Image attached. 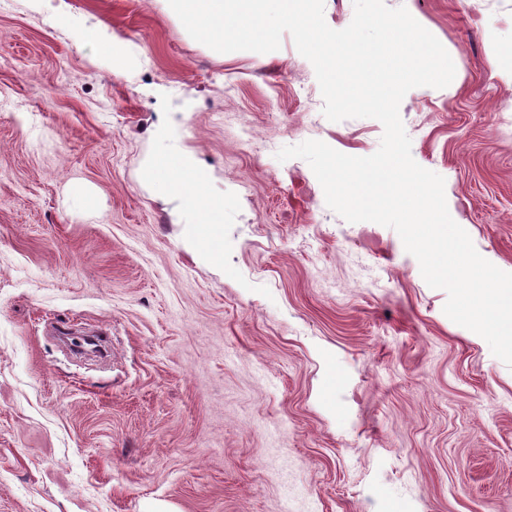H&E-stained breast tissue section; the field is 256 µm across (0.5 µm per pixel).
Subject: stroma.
<instances>
[{
	"mask_svg": "<svg viewBox=\"0 0 512 512\" xmlns=\"http://www.w3.org/2000/svg\"><path fill=\"white\" fill-rule=\"evenodd\" d=\"M66 2L0 0V512H512V368L276 157L382 124L326 119L290 34L219 53L165 0ZM384 3L456 70L403 98L412 156L512 273V0ZM186 151L220 223L155 172Z\"/></svg>",
	"mask_w": 512,
	"mask_h": 512,
	"instance_id": "35a3bbf8",
	"label": "stroma"
}]
</instances>
